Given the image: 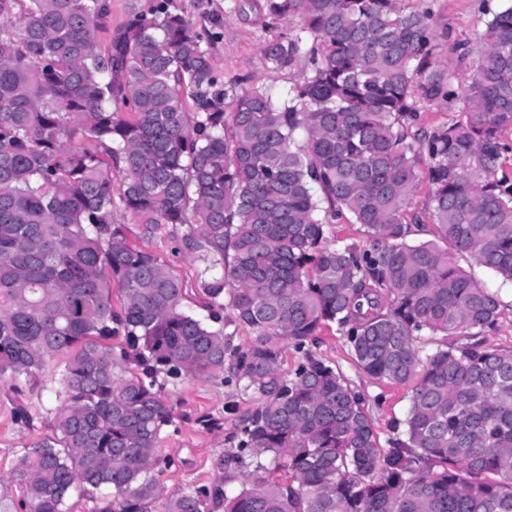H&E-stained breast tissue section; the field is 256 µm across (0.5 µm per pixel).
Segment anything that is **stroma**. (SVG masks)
Masks as SVG:
<instances>
[{"mask_svg": "<svg viewBox=\"0 0 512 512\" xmlns=\"http://www.w3.org/2000/svg\"><path fill=\"white\" fill-rule=\"evenodd\" d=\"M430 4L434 18L433 66L468 78L477 65L476 56L459 58L450 49L455 40H478L484 29L485 15L479 10L480 0H411L413 7ZM171 10L184 14L198 30H213L219 37L210 47L215 70L225 83L262 87L273 96L286 95L302 78L301 68L271 70L263 46L273 29L293 32L298 21L291 20L272 27L264 10V0H169ZM316 353L336 365L361 392L375 431L387 439L390 423L402 417L408 408L404 388L387 387L359 372L353 364L348 346L335 330L324 329ZM62 369L53 361L45 375V388L30 394L26 403L38 422L34 428L16 424L12 417L13 383L0 380V476L8 475L26 446L46 434L51 412L58 406L56 392ZM162 392L175 407V423L165 433L161 453L173 465L161 477L167 493H179L192 486L210 483L216 477L217 461L228 451V438L237 419L249 408V401L237 397L222 378L188 376L178 381H163ZM212 417L207 426L203 417Z\"/></svg>", "mask_w": 512, "mask_h": 512, "instance_id": "1", "label": "stroma"}]
</instances>
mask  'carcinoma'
I'll return each instance as SVG.
<instances>
[{
  "instance_id": "carcinoma-1",
  "label": "carcinoma",
  "mask_w": 512,
  "mask_h": 512,
  "mask_svg": "<svg viewBox=\"0 0 512 512\" xmlns=\"http://www.w3.org/2000/svg\"><path fill=\"white\" fill-rule=\"evenodd\" d=\"M18 2L0 0V379L24 381L16 422L33 425L25 390L66 362L48 434L0 494L28 512H67L74 492L89 512H512V348L488 343L509 304L459 264L512 282V4L482 5L477 47L453 41L478 53L457 85L433 69L429 7L265 0L272 22L300 21L264 46L272 69H306L275 100L224 89L216 34L166 0L104 51L105 0ZM418 95L448 102V121L420 127ZM423 156L432 194L408 223ZM118 205L199 263L207 315L130 245ZM345 214L368 244L327 236ZM430 224L436 239L417 237ZM332 323L360 372L407 390L383 445L364 395L313 353ZM289 348L302 360L286 373ZM216 374L252 401L218 467L251 484L167 495L158 377Z\"/></svg>"
}]
</instances>
